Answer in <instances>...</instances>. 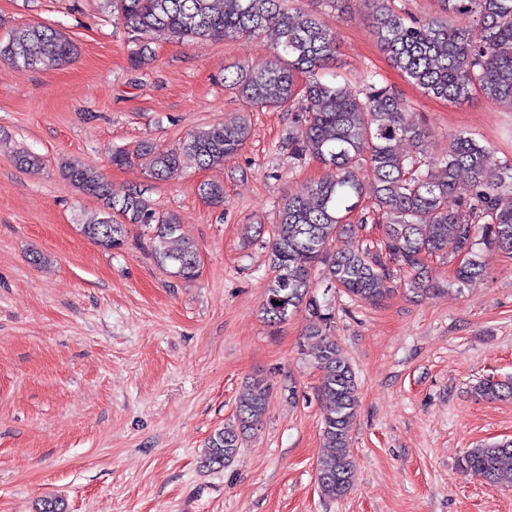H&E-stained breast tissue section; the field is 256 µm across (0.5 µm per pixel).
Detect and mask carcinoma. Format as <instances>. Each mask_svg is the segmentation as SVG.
Returning a JSON list of instances; mask_svg holds the SVG:
<instances>
[{"label": "carcinoma", "mask_w": 512, "mask_h": 512, "mask_svg": "<svg viewBox=\"0 0 512 512\" xmlns=\"http://www.w3.org/2000/svg\"><path fill=\"white\" fill-rule=\"evenodd\" d=\"M373 34L380 47L413 84L427 95L462 104L478 94L494 105L512 106V0H439L441 13L417 18L394 0H367ZM117 24L133 38L130 64L145 70L154 60L149 36L165 33L187 41L250 40L265 37L268 57L224 75L247 104L296 111L288 132L290 158L315 160L336 170L329 182L310 184L303 195L278 203L262 310L271 323L305 312L309 335L317 339L313 358L321 370L322 436L332 451L318 460L321 494L345 496L355 483L351 432L358 412V384L349 362L330 337L334 309L318 298L312 273L330 291L376 303L396 284L420 296L445 287L428 276L427 260L460 259L454 279L463 284L485 276L483 247L512 252V160L487 168L488 147L460 132L437 157L428 155L423 128L405 100L368 77L363 99L346 85L325 78L336 53V32L325 16L288 7L287 0H112ZM77 53L75 43L46 25H28L0 39V59L20 71L58 67ZM246 118L190 133L176 146L150 140L133 151L117 150L111 163L123 166L135 156L151 158L150 176L176 178L185 169L224 166L250 138ZM409 141L412 152L399 144ZM369 169L366 190L359 171ZM467 174L462 179L461 174ZM69 185L97 198L102 210L80 225L95 244L114 250L126 241L127 226L151 230L156 261L190 281L198 276L195 244L180 233L174 213L157 211L134 189L121 197L110 192L102 174L78 163L64 166ZM199 194L215 207L224 205V186L203 182ZM359 215L358 223L350 221ZM385 224L380 243L360 238L368 221ZM338 236L357 240L343 251L328 249ZM488 400L512 399L511 381L485 380L474 387ZM273 384L254 377L236 406V424L207 441L202 467L222 469L238 455L246 434L257 430L269 407ZM512 440L468 449L460 467L502 488H512Z\"/></svg>", "instance_id": "obj_1"}]
</instances>
